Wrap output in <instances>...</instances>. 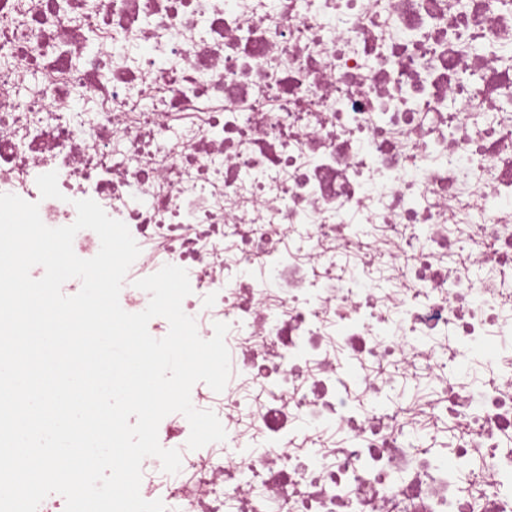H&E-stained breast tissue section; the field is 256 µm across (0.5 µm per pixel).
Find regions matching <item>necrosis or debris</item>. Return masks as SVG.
I'll use <instances>...</instances> for the list:
<instances>
[{
	"label": "necrosis or debris",
	"mask_w": 512,
	"mask_h": 512,
	"mask_svg": "<svg viewBox=\"0 0 512 512\" xmlns=\"http://www.w3.org/2000/svg\"><path fill=\"white\" fill-rule=\"evenodd\" d=\"M0 184L127 225L126 312L186 269L263 391L195 384L226 438L166 416L145 500L512 512V0H0Z\"/></svg>",
	"instance_id": "1"
}]
</instances>
